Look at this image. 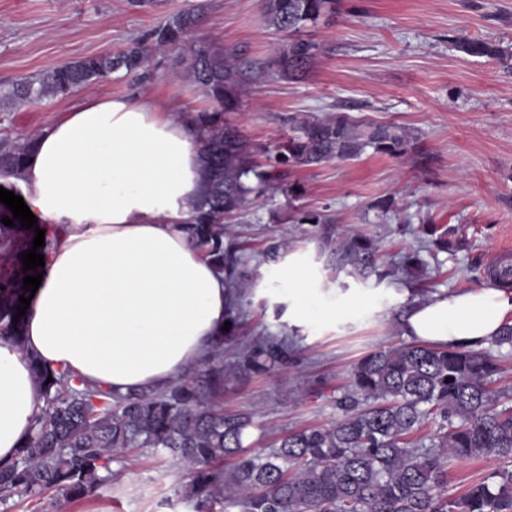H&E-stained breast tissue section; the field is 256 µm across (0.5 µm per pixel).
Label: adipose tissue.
I'll list each match as a JSON object with an SVG mask.
<instances>
[{
	"label": "adipose tissue",
	"mask_w": 512,
	"mask_h": 512,
	"mask_svg": "<svg viewBox=\"0 0 512 512\" xmlns=\"http://www.w3.org/2000/svg\"><path fill=\"white\" fill-rule=\"evenodd\" d=\"M191 112L144 94L87 97L45 126L21 180L52 246L20 339L0 338V463L32 435L44 401L32 364L68 368L119 392L174 381L221 334L224 277L185 231L201 194ZM300 254L275 266L292 331L347 323L375 299L330 293ZM512 325V290L414 299L402 336L481 349Z\"/></svg>",
	"instance_id": "obj_1"
}]
</instances>
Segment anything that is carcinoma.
<instances>
[{"label": "carcinoma", "mask_w": 512, "mask_h": 512, "mask_svg": "<svg viewBox=\"0 0 512 512\" xmlns=\"http://www.w3.org/2000/svg\"><path fill=\"white\" fill-rule=\"evenodd\" d=\"M340 0H261L268 27L287 40L273 43L260 75L283 80L303 76L321 52L302 37L311 27L334 23ZM202 2L170 15L116 54H94L13 81L0 90V111L68 97L76 89L122 71L143 84L151 62L171 55L177 74L190 80L208 105L196 111L202 138L203 191L192 205L187 230L194 247L225 273L231 288L248 274L224 249V219L264 197L294 168L347 161L371 149L405 155L418 137L395 123L363 124L342 113L291 115L292 134L254 159L252 144L224 113L241 105L243 69L235 53L187 36L204 20ZM457 48L506 66L512 54L500 45L459 36ZM37 135L0 139L1 187L19 194L10 180L22 177ZM308 224L317 259L333 273L369 279L413 275L427 269L421 252L448 249L450 229L427 225V239L397 266L382 262L376 241L343 231L317 212L298 213ZM35 229L0 222V335L19 339L24 318L13 322L23 278L21 255L32 248ZM224 337L207 355L163 388H103L69 369L49 370L33 361L44 407L33 434L14 460L0 465V505L13 497L50 494L64 501L94 496L112 480V465L151 448L185 469L180 494L193 512H512V399L493 387L500 365L484 350L439 348L415 342L381 345L352 368L350 385L336 399L342 417L328 426L306 427L266 448L250 437L260 429L252 413L224 411ZM287 335L245 343L229 371L271 372L287 364ZM52 381H47V378ZM435 428L425 445L421 427ZM494 458L499 467L451 496L448 464ZM232 463L224 466V461Z\"/></svg>", "instance_id": "obj_1"}]
</instances>
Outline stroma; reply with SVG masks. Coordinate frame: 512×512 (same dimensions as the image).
I'll use <instances>...</instances> for the list:
<instances>
[{"label":"stroma","mask_w":512,"mask_h":512,"mask_svg":"<svg viewBox=\"0 0 512 512\" xmlns=\"http://www.w3.org/2000/svg\"><path fill=\"white\" fill-rule=\"evenodd\" d=\"M191 0H155L149 9L129 0H0V85L93 55L115 53ZM206 18L193 39L235 51L247 75L242 104L227 113L259 150L288 136L293 114L342 112L360 123L392 122L418 137L417 148L395 159L366 151L359 158L291 171L296 199L282 189L227 219L225 241L239 243L252 284L241 301L244 322L224 343L232 362L245 342L290 333L260 294L270 266L267 248L314 252L289 211L327 215L341 228L374 236L392 266L418 247L426 224L452 227L450 251L438 253L425 295L491 287L489 269L512 261V69L458 51V36L512 47V0H342L333 24L311 30L323 50L299 82L256 77L276 36L259 0H206ZM130 78L112 75L65 99L0 112V138L40 130L84 96L127 95ZM145 93L194 110L203 97L176 79L170 61L154 69ZM393 203L379 216L374 202ZM326 287L378 298V311L356 322L293 334L295 354L279 370L224 382V408L248 410L266 441L340 418L336 398L352 365L382 344L402 340L393 320L409 298L395 278L361 281L322 271ZM182 468L150 451L132 457L99 496L63 502L52 496L19 501L11 512H188L179 499Z\"/></svg>","instance_id":"35a3bbf8"}]
</instances>
